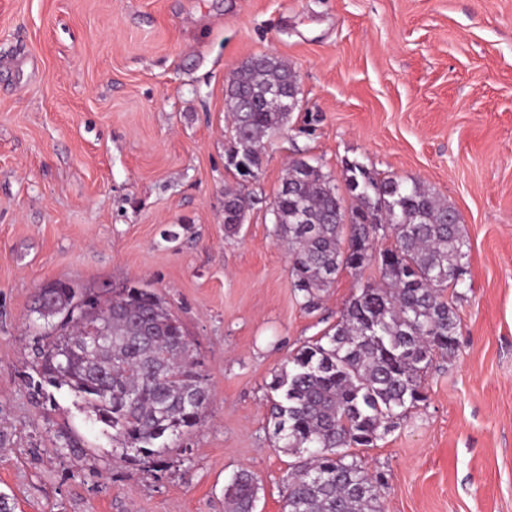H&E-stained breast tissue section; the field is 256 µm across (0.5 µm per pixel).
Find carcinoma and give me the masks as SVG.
I'll use <instances>...</instances> for the list:
<instances>
[{"mask_svg": "<svg viewBox=\"0 0 512 512\" xmlns=\"http://www.w3.org/2000/svg\"><path fill=\"white\" fill-rule=\"evenodd\" d=\"M299 87L282 59L256 54L234 70L226 93L233 156L258 174L262 141L288 123ZM345 206L319 163L293 161L269 209L273 234L288 247L302 307L343 270L375 264L380 281L361 282L336 324L292 352L272 376L270 418L283 447L304 456L288 481L284 512H385L384 474L372 475L351 448L370 447L426 400L422 373L437 355L451 356L461 324L444 291L465 274L467 240L460 216L422 182L378 178L347 162ZM253 205L241 184L224 186V229L234 235ZM393 235L391 248L375 251ZM42 329L35 349L33 393L48 388L81 399L95 424L112 431L130 461L161 462L170 445L198 424L210 402L182 322L145 288L76 291L57 280L37 294ZM258 484L237 471L224 490V512H254Z\"/></svg>", "mask_w": 512, "mask_h": 512, "instance_id": "carcinoma-1", "label": "carcinoma"}]
</instances>
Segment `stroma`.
<instances>
[{
	"instance_id": "35a3bbf8",
	"label": "stroma",
	"mask_w": 512,
	"mask_h": 512,
	"mask_svg": "<svg viewBox=\"0 0 512 512\" xmlns=\"http://www.w3.org/2000/svg\"><path fill=\"white\" fill-rule=\"evenodd\" d=\"M259 53L297 72L299 107L242 180L225 79ZM300 157L423 182L470 244L457 352L355 451L385 475V512H512V0H0V492L15 512H224L241 469L256 512H283L299 458L274 434L272 375L379 276L343 271L302 309L267 208ZM236 182L258 202L229 237ZM53 280L151 289L185 326L210 407L164 467L120 459L67 390L45 403L26 386L31 308Z\"/></svg>"
}]
</instances>
